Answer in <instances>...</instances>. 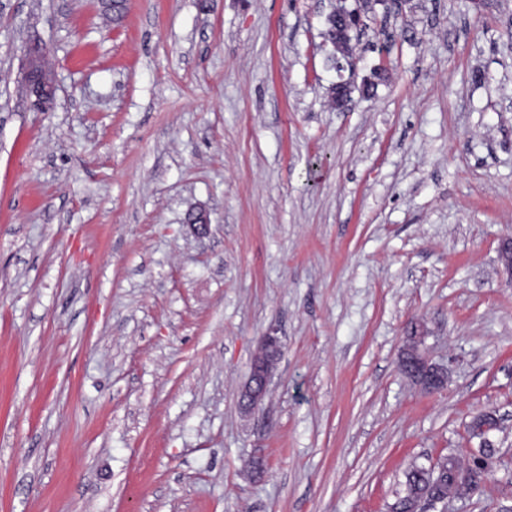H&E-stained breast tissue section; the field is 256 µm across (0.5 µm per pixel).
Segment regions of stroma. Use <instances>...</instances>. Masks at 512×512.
Here are the masks:
<instances>
[{
	"label": "stroma",
	"mask_w": 512,
	"mask_h": 512,
	"mask_svg": "<svg viewBox=\"0 0 512 512\" xmlns=\"http://www.w3.org/2000/svg\"><path fill=\"white\" fill-rule=\"evenodd\" d=\"M510 237L512 0H0V512H390L489 409L499 462L453 507L504 512ZM417 325L437 393L398 367ZM55 75L48 65L45 47L38 42L27 45L24 49V63L19 79L31 106L37 112H50L54 108ZM281 351L282 344L277 336L267 333L261 338L253 358L250 380L242 394L246 410L255 411L262 406Z\"/></svg>",
	"instance_id": "stroma-1"
}]
</instances>
